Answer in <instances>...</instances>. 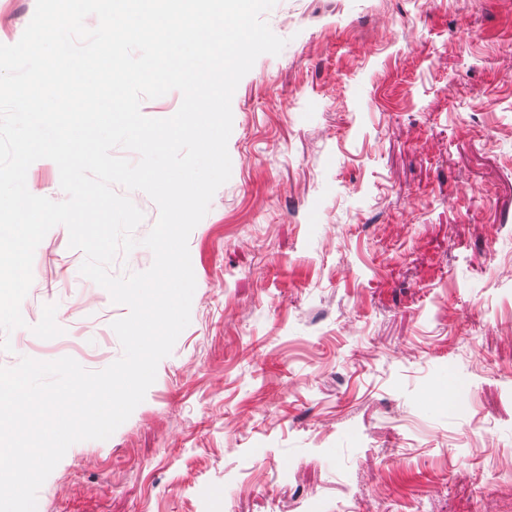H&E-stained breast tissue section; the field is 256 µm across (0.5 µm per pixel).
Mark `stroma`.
<instances>
[{
	"label": "stroma",
	"instance_id": "35a3bbf8",
	"mask_svg": "<svg viewBox=\"0 0 512 512\" xmlns=\"http://www.w3.org/2000/svg\"><path fill=\"white\" fill-rule=\"evenodd\" d=\"M36 0H0V44ZM188 239L189 325L37 512H512V0H277ZM65 226L12 352L100 371L127 315ZM62 335L35 336L44 305Z\"/></svg>",
	"mask_w": 512,
	"mask_h": 512
}]
</instances>
